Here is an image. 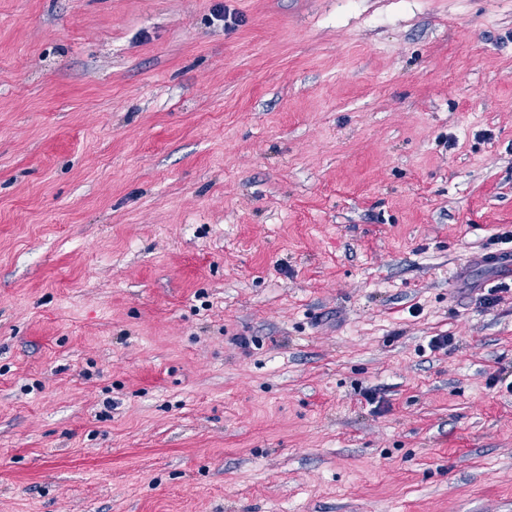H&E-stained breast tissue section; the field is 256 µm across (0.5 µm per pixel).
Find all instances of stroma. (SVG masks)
Here are the masks:
<instances>
[{
	"label": "stroma",
	"mask_w": 512,
	"mask_h": 512,
	"mask_svg": "<svg viewBox=\"0 0 512 512\" xmlns=\"http://www.w3.org/2000/svg\"><path fill=\"white\" fill-rule=\"evenodd\" d=\"M506 232L512 0H0V512H512Z\"/></svg>",
	"instance_id": "35a3bbf8"
}]
</instances>
